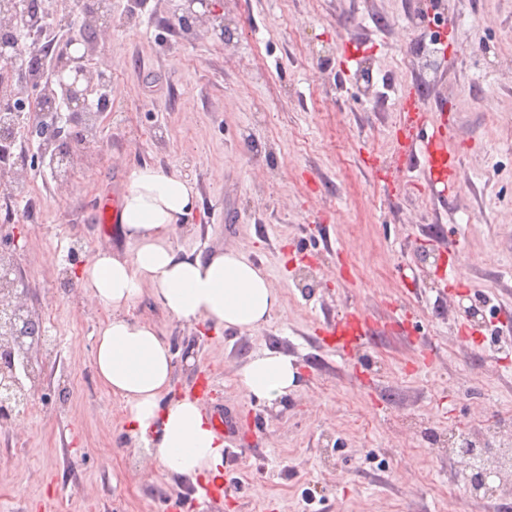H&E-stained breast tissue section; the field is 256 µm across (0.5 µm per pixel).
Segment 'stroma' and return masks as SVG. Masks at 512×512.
<instances>
[{
	"mask_svg": "<svg viewBox=\"0 0 512 512\" xmlns=\"http://www.w3.org/2000/svg\"><path fill=\"white\" fill-rule=\"evenodd\" d=\"M436 2L451 48L427 70L424 0H216L228 40L183 31L172 0H114L111 120L66 184L38 163L29 197H0L12 277L51 339L31 360L34 409L0 426V512H512V494L469 495L446 448L512 411V0ZM406 87L450 131L456 194L430 180ZM144 164L199 192L180 247L247 248L281 298L252 332L189 327L147 299L128 310L165 335L177 385L232 412L228 496L200 499L136 454L93 365L107 312L59 287L97 247L128 252L94 202ZM356 309L374 331L345 353L327 327ZM263 351L298 369L273 405L238 382Z\"/></svg>",
	"mask_w": 512,
	"mask_h": 512,
	"instance_id": "35a3bbf8",
	"label": "stroma"
}]
</instances>
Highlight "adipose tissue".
<instances>
[{"label": "adipose tissue", "instance_id": "adipose-tissue-1", "mask_svg": "<svg viewBox=\"0 0 512 512\" xmlns=\"http://www.w3.org/2000/svg\"><path fill=\"white\" fill-rule=\"evenodd\" d=\"M199 200L195 186L159 166L133 168L123 195L121 227L131 246L126 255L97 248L77 276L80 288L109 315L93 345L96 373L119 396L134 446L170 478H219L224 440L201 400L169 399L175 364L167 341L148 320L126 312L142 297L172 319L194 327L257 331L269 323L280 297L245 249L212 254L173 242ZM287 355H253L238 372L248 396L273 404L287 396L296 380Z\"/></svg>", "mask_w": 512, "mask_h": 512}]
</instances>
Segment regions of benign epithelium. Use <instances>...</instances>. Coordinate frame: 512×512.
Returning <instances> with one entry per match:
<instances>
[{"label": "benign epithelium", "instance_id": "obj_1", "mask_svg": "<svg viewBox=\"0 0 512 512\" xmlns=\"http://www.w3.org/2000/svg\"><path fill=\"white\" fill-rule=\"evenodd\" d=\"M177 21L186 31L203 23L221 32L224 17L212 0H178ZM79 27L80 34L73 28ZM34 30L61 32L48 69L37 71L21 67L24 53L17 33ZM112 31V0H41L33 12L28 0H0V112L8 114L10 125H0V136L23 135L41 139V153L26 156L0 176V195L11 197L25 186L26 173L39 160L50 159L54 178L68 179L77 160V147L94 138L100 117L106 110L92 111L89 105L112 80L111 69L98 60V48ZM13 258L0 250V423L11 421L17 399L14 394L16 353L31 358L40 348L34 341L24 342L17 327L34 319L26 295L18 291L11 278ZM482 448L459 449L460 475L477 487L486 483L485 474L473 465Z\"/></svg>", "mask_w": 512, "mask_h": 512}]
</instances>
